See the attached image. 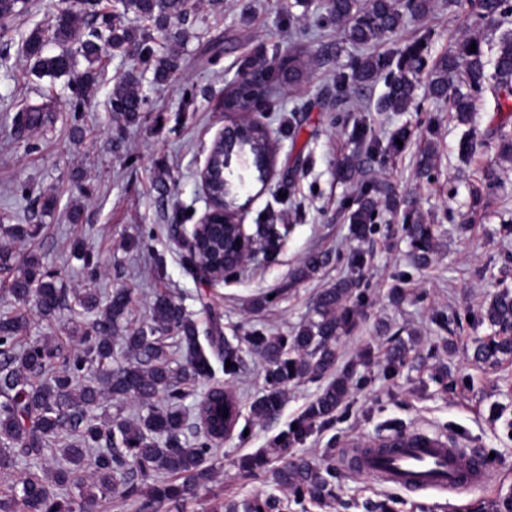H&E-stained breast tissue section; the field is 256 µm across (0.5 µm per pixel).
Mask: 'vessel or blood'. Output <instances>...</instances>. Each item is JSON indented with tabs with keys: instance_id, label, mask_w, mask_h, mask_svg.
Returning <instances> with one entry per match:
<instances>
[{
	"instance_id": "vessel-or-blood-1",
	"label": "vessel or blood",
	"mask_w": 512,
	"mask_h": 512,
	"mask_svg": "<svg viewBox=\"0 0 512 512\" xmlns=\"http://www.w3.org/2000/svg\"><path fill=\"white\" fill-rule=\"evenodd\" d=\"M394 442V448L383 456L356 450L352 471L372 476L384 485L431 495L460 494L489 483L486 460L453 442L434 437L416 445L407 435L395 436Z\"/></svg>"
}]
</instances>
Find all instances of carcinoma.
Masks as SVG:
<instances>
[{"label":"carcinoma","mask_w":512,"mask_h":512,"mask_svg":"<svg viewBox=\"0 0 512 512\" xmlns=\"http://www.w3.org/2000/svg\"><path fill=\"white\" fill-rule=\"evenodd\" d=\"M448 6L469 11L476 23L488 29L497 28L502 17L512 14V0H448ZM429 9L430 0H325L323 20L342 31L343 42L367 47L388 42L406 18H420ZM27 11V0H0V30ZM130 14L151 28L128 25ZM188 15L189 0H112L108 11L103 10L102 0H77L76 7L58 13L51 28H34L24 50L35 76L69 77L71 105L77 111L105 68V46L152 71L154 82L170 79L180 68L179 58L159 52L154 33L182 38L183 31L177 26L185 24ZM48 43L55 44L58 51L46 52ZM473 44L476 50L472 53ZM425 50L426 43L416 40L382 54L356 56L350 72L336 73V92L343 93L351 83L365 88L382 78L386 92L376 109L405 112L414 100ZM485 57L483 39L472 37L439 56L429 71L430 95L448 101V111L455 113L462 125L470 123L476 97L487 90L493 95L494 109L506 114V119L512 118V33L501 35L493 70H487ZM80 58L86 62L81 72L76 70ZM305 71L302 49L290 48L284 56L280 44L275 43L272 56L260 54L239 70L224 95V111H242L252 96L267 105L276 87L300 88ZM109 102L117 119L128 124L139 120L146 111L147 97L136 71L114 79ZM13 122L35 131L53 123L54 116L41 107H30L16 113ZM225 136L255 160H263L267 149L264 130L244 132L240 123L234 122L225 127ZM349 136L357 153L341 160L337 172L346 182L363 177L348 209L350 235L364 241L375 232L374 213L379 202L395 209L401 200L390 181L367 177L360 168L359 155L385 160L389 148L397 146L396 140L405 139L406 131L395 132L385 143L375 134L371 121L360 116L353 118ZM403 229L417 262L428 263L434 252V232L431 225L413 219L410 204L403 211ZM237 234L235 224L215 227L202 251L186 257L188 269L205 259L234 255L232 241ZM278 236L276 225H266L263 251L269 258L277 251ZM72 254L82 261L90 278L97 277L96 263L82 244H73ZM329 261L327 253H311L293 279H308ZM362 285L360 276L351 275L321 290L314 305L316 318L301 323L293 336H265L255 331L245 336L250 351L264 361L266 384V390L250 406L252 417L273 418L281 410L289 382H318L335 368L338 344L353 328L356 307L366 300ZM9 293L18 302H33L48 319L67 306V288L34 251L18 266ZM131 303V292L124 289L112 292L104 302L92 291L77 297L75 305L93 318L79 329L77 348L72 352L45 338L17 351L13 341L27 330L26 317L0 318V471L14 470L22 462L36 466L60 433L74 435V440L60 449L58 466L49 473H29L20 489L13 488L0 499V512H14L17 506L22 512H94L113 499L132 503L136 512H159L165 504L184 512L187 495L212 482L215 466L210 459L216 435L224 431L225 389L215 387L198 400L197 414L205 415L209 423V431L200 440L188 439L182 410V401L189 396L185 384L211 375L198 326L181 304L166 295L154 299L147 321L134 328L123 325L121 320ZM483 318L497 335L478 342L472 360L494 367L511 360L512 292L505 289L496 294ZM167 333L179 336L190 353V359L176 368L171 366L164 343ZM117 342L123 348L120 357L114 354ZM351 382L350 372L337 375L296 421V428L284 434L275 449L279 465L273 470L274 492L221 505L217 510L282 512L281 495L288 493L298 500L327 499L336 473L298 454L293 445L303 442L316 424L336 418ZM105 400L118 404L130 400L139 411L132 419L117 412L107 423L97 414ZM269 463L267 455L259 453L246 459L242 468L255 477ZM163 474L175 475L182 483L162 480Z\"/></svg>","instance_id":"1"}]
</instances>
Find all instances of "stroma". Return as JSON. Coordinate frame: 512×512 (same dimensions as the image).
Wrapping results in <instances>:
<instances>
[{
    "mask_svg": "<svg viewBox=\"0 0 512 512\" xmlns=\"http://www.w3.org/2000/svg\"><path fill=\"white\" fill-rule=\"evenodd\" d=\"M246 2L251 13L245 19L241 7ZM34 3L31 16L0 36L9 47V59L0 67V250L10 251L16 264L37 252L73 293L91 286L104 294L131 290L133 303L124 321L132 326L148 318L157 294H171L199 330L218 328L241 360L236 375H225L215 349L206 348L213 374L196 384L186 409H193L196 397L214 386L231 389L246 408L262 394L265 380L263 362L249 351L245 333L293 335L300 323L313 318L316 294L350 273L348 258L355 243L346 203L355 187L339 178L336 166L354 149L345 120L368 110L381 136L401 128L410 132L404 148L391 150L380 171L400 192L416 198L415 213L433 226L437 250L427 265H415L401 216L380 210L377 230L364 245L367 300L338 348L337 368H353L350 393L335 420L314 427L298 447L336 470L334 495L322 504H289L288 512H367L376 503L386 504L389 512H490L492 502L512 497V360L492 368L469 359L477 340L492 333L482 319L489 301L503 287L512 288V162L498 158L495 129L502 117L491 94H482L467 126L453 119L444 102L431 98L423 83L405 112L374 111L384 91L380 82L362 95L349 89L333 109L329 100L335 91L340 34L318 27V0H224L219 12L198 0L188 38L165 45L179 56L180 70L163 85L143 73L142 90L151 110L139 122L123 126L112 118L109 95L113 78L129 71L132 61L109 59L83 110L72 112L66 78L35 77L21 49L34 24H52L60 7V0ZM426 30L432 60L475 34L497 45L502 32L512 30V15L490 30L449 7L448 0H432L429 13L405 20L393 40L404 45ZM274 42L302 47L311 68L301 89L276 91L281 110L262 118L275 145L274 175L268 187L251 184L244 224L246 233L257 237V226L267 214L286 232L274 258L254 252L235 274L205 283L187 270L186 249L173 228L179 224L188 229L198 222L205 202L197 169L216 134L231 121L244 119L222 108L228 83L246 59ZM27 107L48 109L56 120L35 133L17 132L12 118ZM467 133L477 147L465 161L459 145ZM428 142L435 148V165L422 177L416 162ZM489 173L496 185L484 191L478 209H471L470 192ZM31 193L56 195L55 208H31ZM76 209L81 219L75 223L70 214ZM14 224L35 228V236L5 235L4 227ZM77 241L99 267L96 281H89L81 261L71 254ZM313 251L331 252V263L309 279L293 281ZM11 277L0 269V314L20 310L29 322L17 336L16 348L44 336L73 348V311L41 319L33 305H19L9 295ZM399 341L408 358L392 372L388 354ZM318 392V384L295 381L288 384L276 417L257 420L242 414L237 434L216 452L221 464L214 482L189 496L186 512H208L218 497L237 500L270 492V474L251 478L239 464L257 452H271L274 437L303 415ZM399 431L438 435L458 447L490 454L488 487L432 497L339 472L334 449Z\"/></svg>",
    "mask_w": 512,
    "mask_h": 512,
    "instance_id": "stroma-1",
    "label": "stroma"
}]
</instances>
